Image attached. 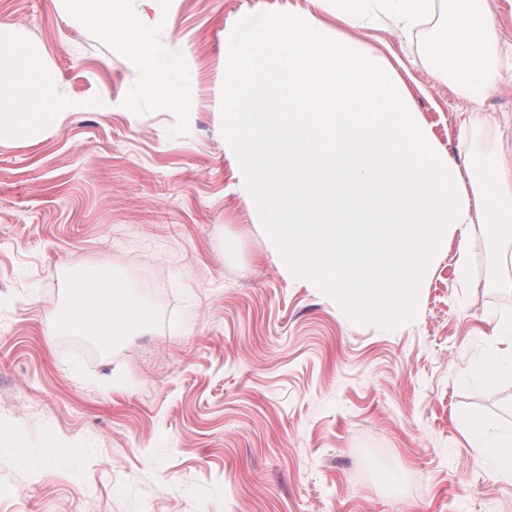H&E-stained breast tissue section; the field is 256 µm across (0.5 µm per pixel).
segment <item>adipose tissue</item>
<instances>
[{"label": "adipose tissue", "instance_id": "adipose-tissue-1", "mask_svg": "<svg viewBox=\"0 0 512 512\" xmlns=\"http://www.w3.org/2000/svg\"><path fill=\"white\" fill-rule=\"evenodd\" d=\"M475 3L470 26L464 29L457 23L449 25L439 46L446 61L444 75L461 80L478 104L503 82L504 75L494 63L498 47L495 8L491 0ZM433 5L434 0H336V18L355 26L364 19L385 15L409 29L429 15ZM15 40L13 31L0 27V55L6 56L11 70L19 75L18 81L0 91V137L34 134L69 108L67 99L50 91L48 75L33 67L38 46L31 44L15 52L11 49ZM123 306L119 285L82 275L73 285L64 325L75 331L94 332L108 342L127 330L117 318Z\"/></svg>", "mask_w": 512, "mask_h": 512}]
</instances>
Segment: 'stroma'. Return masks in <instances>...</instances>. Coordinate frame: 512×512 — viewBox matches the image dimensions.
<instances>
[{
    "mask_svg": "<svg viewBox=\"0 0 512 512\" xmlns=\"http://www.w3.org/2000/svg\"><path fill=\"white\" fill-rule=\"evenodd\" d=\"M76 4L0 0L73 104L0 139V512H512L494 449L512 434V240L493 251L472 225L411 320L354 322L289 273L222 134L234 25L308 0H112L114 37ZM465 8L441 0L410 40L387 18L339 26L334 0L320 18L389 62L472 184L475 154L512 159V81L478 108L494 124L470 125L429 50ZM89 267L139 316L109 344L58 322Z\"/></svg>",
    "mask_w": 512,
    "mask_h": 512,
    "instance_id": "1",
    "label": "stroma"
}]
</instances>
